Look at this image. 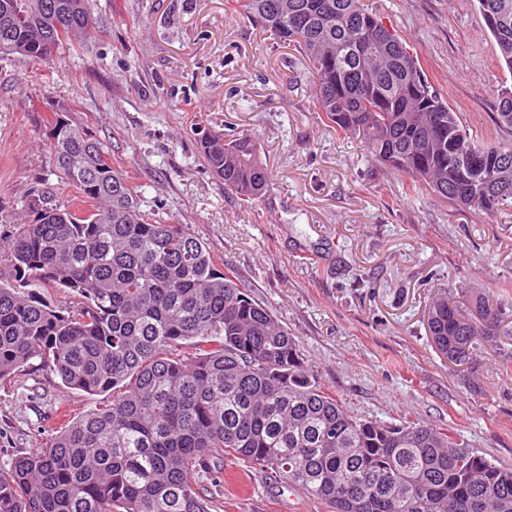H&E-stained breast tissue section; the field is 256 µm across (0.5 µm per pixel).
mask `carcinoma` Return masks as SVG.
<instances>
[{
	"label": "carcinoma",
	"mask_w": 512,
	"mask_h": 512,
	"mask_svg": "<svg viewBox=\"0 0 512 512\" xmlns=\"http://www.w3.org/2000/svg\"><path fill=\"white\" fill-rule=\"evenodd\" d=\"M227 0L293 45L313 103L378 164L462 209L512 207V143L470 133L417 57L361 0ZM512 70V0H478ZM86 0H0V53L34 59L89 34ZM512 129V89L497 92ZM52 126L55 166L84 213L32 201L0 265V379L34 359L74 392L101 395L45 447L0 466V512H208L201 472L223 486L224 455L304 489L333 512H512V467L432 425L350 415L309 374L280 321L184 224L150 221L92 134ZM203 157L224 190L258 206L271 173L256 140L211 134ZM65 289L59 310L41 292ZM439 291L427 326L459 367L509 318L499 290ZM190 349L182 359L173 348Z\"/></svg>",
	"instance_id": "cac0c4a2"
}]
</instances>
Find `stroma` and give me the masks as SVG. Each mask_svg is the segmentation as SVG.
<instances>
[{
  "instance_id": "1",
  "label": "stroma",
  "mask_w": 512,
  "mask_h": 512,
  "mask_svg": "<svg viewBox=\"0 0 512 512\" xmlns=\"http://www.w3.org/2000/svg\"><path fill=\"white\" fill-rule=\"evenodd\" d=\"M417 57L463 123L489 141L512 87L473 0H362ZM91 35L47 60L0 55V242L32 200L65 205L50 152L54 117L87 127L130 176L140 209L188 225L287 327L310 373L353 415L425 422L512 466V318L468 377L435 349L437 289L512 285V209L472 212L424 193L338 138L313 106L293 48L228 12L226 0H88ZM255 138L272 174L254 209L208 170L201 132ZM98 396L65 389L38 360L0 380V465L43 447L62 415ZM211 512H328L228 456Z\"/></svg>"
}]
</instances>
